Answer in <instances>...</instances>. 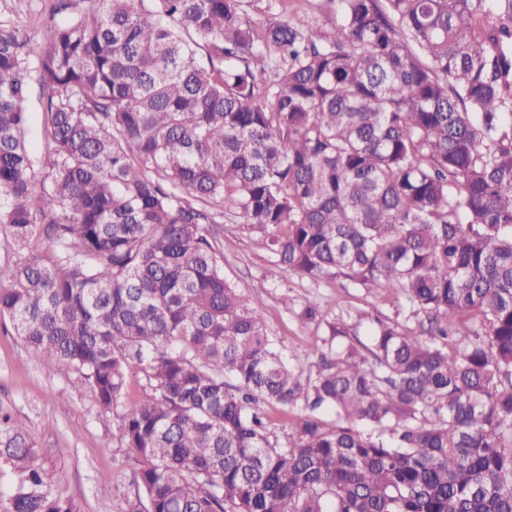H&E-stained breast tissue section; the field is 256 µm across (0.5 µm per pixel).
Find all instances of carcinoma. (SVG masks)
Here are the masks:
<instances>
[{
	"instance_id": "carcinoma-1",
	"label": "carcinoma",
	"mask_w": 512,
	"mask_h": 512,
	"mask_svg": "<svg viewBox=\"0 0 512 512\" xmlns=\"http://www.w3.org/2000/svg\"><path fill=\"white\" fill-rule=\"evenodd\" d=\"M25 144L31 38L0 19V317L140 458L123 512H512V0H324L331 29L246 0H54ZM208 65L196 62L197 49ZM282 271L401 294L305 375L224 277V208ZM298 407L288 443L260 407ZM7 512H71L20 434ZM29 83L31 91L26 102V109L29 113V125L26 140L31 151L35 155L40 156L43 149L41 135L42 110L35 72L31 73Z\"/></svg>"
}]
</instances>
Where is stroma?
Instances as JSON below:
<instances>
[{
	"label": "stroma",
	"mask_w": 512,
	"mask_h": 512,
	"mask_svg": "<svg viewBox=\"0 0 512 512\" xmlns=\"http://www.w3.org/2000/svg\"><path fill=\"white\" fill-rule=\"evenodd\" d=\"M251 2L248 18L254 23L293 10L327 28L337 20L335 13L311 8L308 0ZM219 250L225 278L243 296L262 301L268 335L304 371H316L326 325L336 319L350 320L360 337L377 318L418 326L420 317L403 296L373 297L341 279L322 282L281 271L265 233L229 208L220 226ZM310 303L320 312L313 322L301 317ZM149 391L143 373L132 370L120 405L101 414L74 371L40 364L9 319L0 318V412L10 415L13 430L38 452L50 498L70 504L74 512H121L125 499L135 496L138 458L116 434L122 417Z\"/></svg>",
	"instance_id": "35a3bbf8"
}]
</instances>
